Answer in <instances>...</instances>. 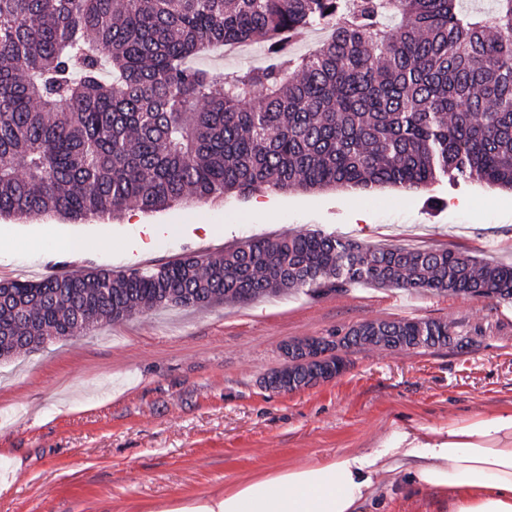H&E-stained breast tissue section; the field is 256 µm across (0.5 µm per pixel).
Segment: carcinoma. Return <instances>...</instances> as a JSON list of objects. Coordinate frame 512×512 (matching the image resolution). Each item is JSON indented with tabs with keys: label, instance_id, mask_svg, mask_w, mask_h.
<instances>
[{
	"label": "carcinoma",
	"instance_id": "carcinoma-1",
	"mask_svg": "<svg viewBox=\"0 0 512 512\" xmlns=\"http://www.w3.org/2000/svg\"><path fill=\"white\" fill-rule=\"evenodd\" d=\"M0 0V216L79 221L259 190H512V0ZM326 39L293 55L290 39ZM256 44L216 82L194 60ZM512 299V264L322 231L250 238L157 268L0 280V360L171 307L303 288ZM349 354L466 348L452 321L363 320ZM330 362L271 389L290 392Z\"/></svg>",
	"mask_w": 512,
	"mask_h": 512
}]
</instances>
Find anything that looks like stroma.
<instances>
[{
  "instance_id": "1",
  "label": "stroma",
  "mask_w": 512,
  "mask_h": 512,
  "mask_svg": "<svg viewBox=\"0 0 512 512\" xmlns=\"http://www.w3.org/2000/svg\"><path fill=\"white\" fill-rule=\"evenodd\" d=\"M215 225L213 236L199 224ZM156 228L147 236L142 225ZM319 230L370 245L448 248L512 264V191L478 181L230 194L72 222L0 218V279L158 267L256 237ZM80 250L65 249L67 239ZM455 322L464 350L354 354L339 376L265 388L287 342L365 319ZM512 409V300L350 284L250 303L170 308L0 360V512H153L187 495L397 432ZM363 512H451L435 489L383 473Z\"/></svg>"
}]
</instances>
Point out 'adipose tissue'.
Here are the masks:
<instances>
[{
  "label": "adipose tissue",
  "instance_id": "obj_1",
  "mask_svg": "<svg viewBox=\"0 0 512 512\" xmlns=\"http://www.w3.org/2000/svg\"><path fill=\"white\" fill-rule=\"evenodd\" d=\"M434 433L405 431L390 448L250 477L168 512H358L392 469L402 470L409 487L450 492L451 512H512V411L449 425L440 439Z\"/></svg>",
  "mask_w": 512,
  "mask_h": 512
}]
</instances>
